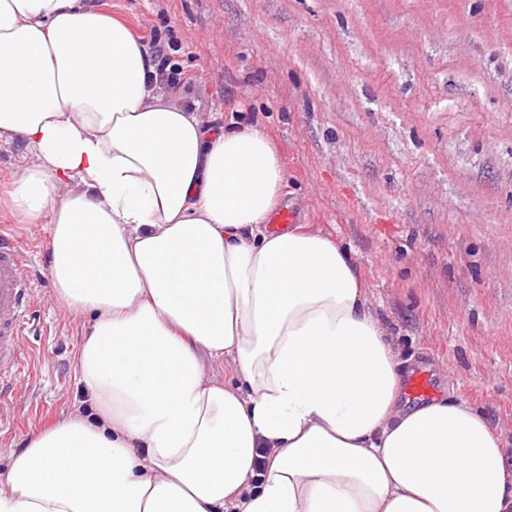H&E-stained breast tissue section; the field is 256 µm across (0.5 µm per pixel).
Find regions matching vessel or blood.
Returning a JSON list of instances; mask_svg holds the SVG:
<instances>
[{"label":"vessel or blood","instance_id":"vessel-or-blood-1","mask_svg":"<svg viewBox=\"0 0 512 512\" xmlns=\"http://www.w3.org/2000/svg\"><path fill=\"white\" fill-rule=\"evenodd\" d=\"M35 289L29 275L25 248L5 226H0V419L19 388L28 352L23 346L25 331L33 317ZM410 398L426 399L435 386L426 369L413 370L407 379Z\"/></svg>","mask_w":512,"mask_h":512}]
</instances>
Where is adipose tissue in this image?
<instances>
[{"mask_svg":"<svg viewBox=\"0 0 512 512\" xmlns=\"http://www.w3.org/2000/svg\"><path fill=\"white\" fill-rule=\"evenodd\" d=\"M0 194L48 220L57 303L89 317L88 408L0 473V512H512V452L406 373L350 252L270 231L265 130L212 135L127 25L85 0H0ZM230 360L225 379L210 366ZM24 152L21 141L0 142V192L18 172L19 159Z\"/></svg>","mask_w":512,"mask_h":512,"instance_id":"1","label":"adipose tissue"}]
</instances>
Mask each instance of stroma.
<instances>
[{"instance_id":"stroma-1","label":"stroma","mask_w":512,"mask_h":512,"mask_svg":"<svg viewBox=\"0 0 512 512\" xmlns=\"http://www.w3.org/2000/svg\"><path fill=\"white\" fill-rule=\"evenodd\" d=\"M159 32L180 104L213 134L262 126L299 223L341 242L401 356L512 449V0H91ZM33 250L34 335L0 426L10 451L79 409L86 332Z\"/></svg>"}]
</instances>
